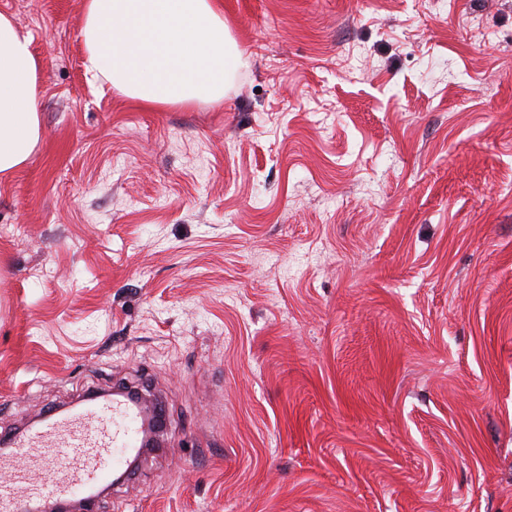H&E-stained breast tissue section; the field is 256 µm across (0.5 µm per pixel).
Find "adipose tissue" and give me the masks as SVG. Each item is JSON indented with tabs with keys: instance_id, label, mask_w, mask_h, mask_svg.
<instances>
[{
	"instance_id": "ef3b65f1",
	"label": "adipose tissue",
	"mask_w": 512,
	"mask_h": 512,
	"mask_svg": "<svg viewBox=\"0 0 512 512\" xmlns=\"http://www.w3.org/2000/svg\"><path fill=\"white\" fill-rule=\"evenodd\" d=\"M81 35L92 77L149 108L221 100L227 76L245 63L215 0H85ZM31 42L0 13V179L42 136Z\"/></svg>"
}]
</instances>
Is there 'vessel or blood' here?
I'll use <instances>...</instances> for the list:
<instances>
[{"label": "vessel or blood", "instance_id": "b4317fda", "mask_svg": "<svg viewBox=\"0 0 512 512\" xmlns=\"http://www.w3.org/2000/svg\"><path fill=\"white\" fill-rule=\"evenodd\" d=\"M146 407L127 394L91 398L66 412L53 411L0 448V512H24L40 505L59 512L75 502L90 503L124 479L131 457L144 447Z\"/></svg>", "mask_w": 512, "mask_h": 512}]
</instances>
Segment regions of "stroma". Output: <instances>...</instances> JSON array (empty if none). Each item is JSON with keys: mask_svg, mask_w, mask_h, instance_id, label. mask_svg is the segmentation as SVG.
<instances>
[{"mask_svg": "<svg viewBox=\"0 0 512 512\" xmlns=\"http://www.w3.org/2000/svg\"><path fill=\"white\" fill-rule=\"evenodd\" d=\"M224 98L93 85L0 0L43 134L0 181V434L113 383L168 428L93 512H512V0H221Z\"/></svg>", "mask_w": 512, "mask_h": 512, "instance_id": "35a3bbf8", "label": "stroma"}]
</instances>
